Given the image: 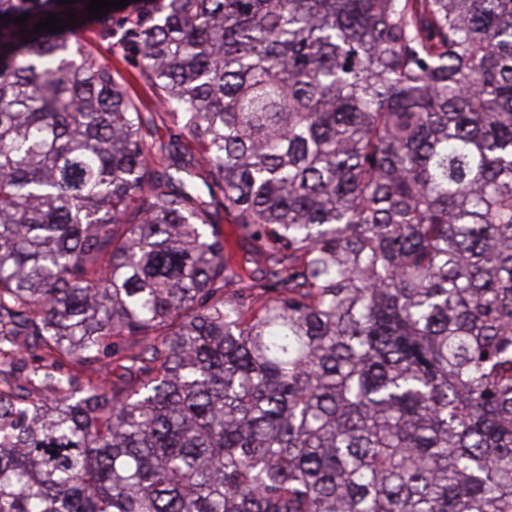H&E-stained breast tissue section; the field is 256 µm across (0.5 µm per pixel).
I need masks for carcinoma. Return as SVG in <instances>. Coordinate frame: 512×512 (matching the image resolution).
I'll use <instances>...</instances> for the list:
<instances>
[{
    "mask_svg": "<svg viewBox=\"0 0 512 512\" xmlns=\"http://www.w3.org/2000/svg\"><path fill=\"white\" fill-rule=\"evenodd\" d=\"M87 3L0 0V512H512V0ZM101 59L112 68V71H119L124 78L125 87L128 93L136 100H140L145 112L146 109L155 112L153 96L148 87L138 77L136 69L125 60L121 53L110 54L105 48H100ZM212 219L214 224H221L224 231V238L228 241V247L233 254H235L238 258H241L246 250L251 248L250 241L242 242L234 231L226 236L227 226L233 225L231 223V219L228 215L224 213V209L219 208L217 210H212Z\"/></svg>",
    "mask_w": 512,
    "mask_h": 512,
    "instance_id": "1",
    "label": "carcinoma"
}]
</instances>
